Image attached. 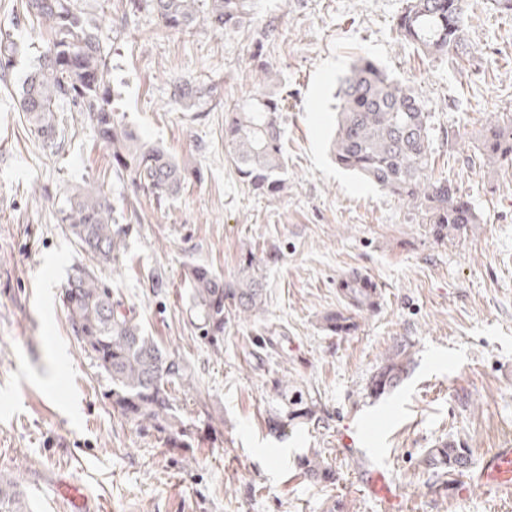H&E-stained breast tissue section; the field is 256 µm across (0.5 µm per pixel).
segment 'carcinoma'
Masks as SVG:
<instances>
[{"mask_svg": "<svg viewBox=\"0 0 512 512\" xmlns=\"http://www.w3.org/2000/svg\"><path fill=\"white\" fill-rule=\"evenodd\" d=\"M82 0H20L22 13L50 38L19 89V111L30 130L50 150L59 147L64 132L59 113L87 116L97 139L109 153L112 169L127 178L134 195L161 204L179 197L185 187L202 180L189 158L178 160L140 136L113 107L116 92L110 82L108 53L102 28L85 17ZM466 0H406L396 16V31L422 53L431 56L475 53L463 32ZM128 10L151 13L167 31L189 32L200 25L228 32L251 18L253 0H129ZM20 45L0 38V79L14 68ZM268 89L224 107V140L242 182L262 195L275 196L288 186V164L281 122L283 99L269 90L279 80L274 66L262 63ZM211 92L194 80L170 81V97L193 108ZM431 113L413 86L367 58L350 68L336 92V124L332 153L336 164L380 187L416 209L430 226L435 242H453L473 232L479 223L470 202L446 180L430 175ZM489 165L512 166V119L490 125L477 147ZM117 207L103 185L85 182L73 188L60 210L87 262L72 265L61 300L69 326L84 352L109 377L112 410L122 418L162 435L169 448H192L198 433L194 421L178 412L175 393L193 386L184 359L145 333L135 310L112 296V286L98 274L127 258L131 225L119 223ZM277 259L252 252L242 260L237 277L210 267L184 266L189 289L191 325L200 341L215 351L224 347V329L251 316L265 302L263 267ZM363 277L349 274L336 282L342 309L322 317L334 334L356 326L355 318L375 312L377 288L362 287ZM410 343L403 339L371 374L365 391L378 398L403 382L410 365ZM275 399L267 417L270 433L281 438L288 429L324 422L319 398L309 386L283 378L272 380ZM471 463L469 449L454 439L427 449V471L454 475ZM297 467L313 483L335 480L336 471L322 454L309 448ZM0 512H32L27 495L13 479L0 475Z\"/></svg>", "mask_w": 512, "mask_h": 512, "instance_id": "cac0c4a2", "label": "carcinoma"}]
</instances>
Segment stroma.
I'll return each mask as SVG.
<instances>
[{"label":"stroma","instance_id":"stroma-1","mask_svg":"<svg viewBox=\"0 0 512 512\" xmlns=\"http://www.w3.org/2000/svg\"><path fill=\"white\" fill-rule=\"evenodd\" d=\"M83 5L88 19L112 25L119 111L142 137L193 157L203 178L165 205L145 199L132 209L88 118L64 113L59 148H42L15 101L45 37L30 32L17 0H0V37L23 44L0 80V473L19 481L33 512H69L52 491L65 476L86 489L91 512H384L360 483L376 462L403 512H512V499L421 464L443 439L463 442L476 466L512 443V167L480 164L476 154L486 124L512 116V13L468 0L465 34L480 52L439 58L397 35L404 0H255L252 24L189 34L146 12L120 25L126 0ZM264 27L275 34L261 61L279 70L286 101L288 188L275 198L239 180L224 142L225 104L263 86L250 51ZM362 57L415 86L432 113V175L480 217L466 238L435 242L411 206L334 162L336 88ZM174 78L215 92L184 110L169 98ZM92 177L134 227L128 261L103 278L146 333L191 367L196 388L177 395L183 417L215 418V433L195 448H166L154 430L114 414L109 381L66 320L60 295L80 254L59 210ZM249 250L278 254L263 270L265 305L229 324L213 351L188 323L183 265L230 280ZM153 270L162 284L148 279ZM352 272L378 283L380 307L349 334L324 332L336 281ZM402 339L415 361L409 378L366 397L372 371ZM276 377L317 390L324 424L283 443L268 436ZM307 448L332 463L335 481L299 476Z\"/></svg>","mask_w":512,"mask_h":512}]
</instances>
